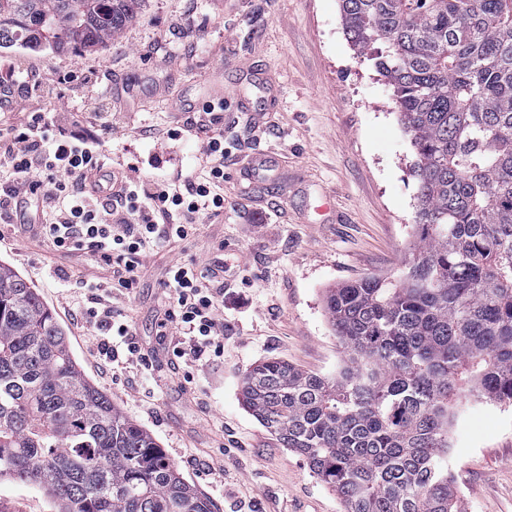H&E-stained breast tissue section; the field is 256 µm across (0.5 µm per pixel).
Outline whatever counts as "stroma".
Masks as SVG:
<instances>
[{
  "instance_id": "obj_1",
  "label": "stroma",
  "mask_w": 512,
  "mask_h": 512,
  "mask_svg": "<svg viewBox=\"0 0 512 512\" xmlns=\"http://www.w3.org/2000/svg\"><path fill=\"white\" fill-rule=\"evenodd\" d=\"M185 46V53L168 50ZM0 66L44 80L74 72L60 97L15 89L0 120L48 113L66 131L107 139L112 158L146 156L151 125L173 126L224 101V219L160 251L131 298L145 365L105 367L59 280L80 290L91 256L64 258L0 222V260L38 289L66 329L86 377L155 437L213 512H343L336 493L241 405L240 383L279 358L330 376L345 354L322 304L326 289L397 277L415 241V160L392 93L344 32L339 0H147L123 36L97 52L0 48ZM115 114L103 131L95 114ZM223 260L224 354L206 353L192 381L168 366L155 323L172 260ZM448 457L462 512H512V406L459 417ZM5 512H51L40 490L0 482Z\"/></svg>"
}]
</instances>
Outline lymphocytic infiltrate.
<instances>
[{"instance_id":"1","label":"lymphocytic infiltrate","mask_w":512,"mask_h":512,"mask_svg":"<svg viewBox=\"0 0 512 512\" xmlns=\"http://www.w3.org/2000/svg\"><path fill=\"white\" fill-rule=\"evenodd\" d=\"M224 103L209 101L183 121L182 129L149 128L151 141L195 133L199 157L194 167L157 180L124 177L112 195L98 197L86 185L89 172L105 166L100 141L54 130L45 113L31 112L23 122L0 128V217L20 213L39 224L37 236L52 251L89 252L107 267L106 279H87L82 317L98 340L106 362L141 361L129 326L118 319L116 298L131 294L157 248L197 235L204 220L224 214ZM163 285L169 306L157 333L174 337L168 362L198 363L206 352H224V264L206 267L176 263L167 267Z\"/></svg>"}]
</instances>
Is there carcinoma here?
Returning a JSON list of instances; mask_svg holds the SVG:
<instances>
[{
	"label": "carcinoma",
	"mask_w": 512,
	"mask_h": 512,
	"mask_svg": "<svg viewBox=\"0 0 512 512\" xmlns=\"http://www.w3.org/2000/svg\"><path fill=\"white\" fill-rule=\"evenodd\" d=\"M146 0H0V47L94 52ZM411 136L416 244L395 281L323 297L334 376L279 359L244 408L344 512H462L450 430L469 403L512 405V0H340ZM57 512H213L155 438L90 382L38 290L0 261V479Z\"/></svg>",
	"instance_id": "cac0c4a2"
}]
</instances>
